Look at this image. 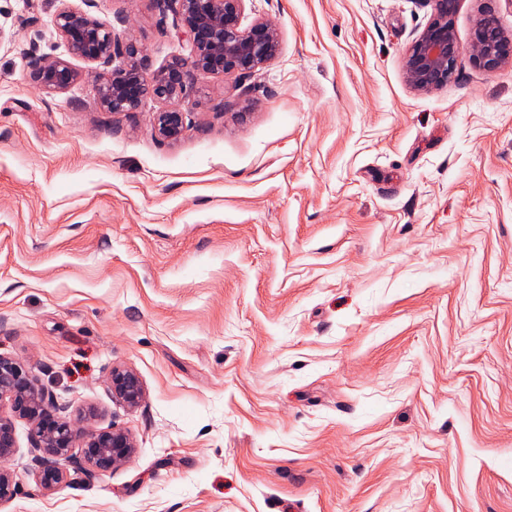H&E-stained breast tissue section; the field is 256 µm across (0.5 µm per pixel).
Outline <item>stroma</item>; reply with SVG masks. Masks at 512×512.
I'll return each instance as SVG.
<instances>
[{
	"instance_id": "35a3bbf8",
	"label": "stroma",
	"mask_w": 512,
	"mask_h": 512,
	"mask_svg": "<svg viewBox=\"0 0 512 512\" xmlns=\"http://www.w3.org/2000/svg\"><path fill=\"white\" fill-rule=\"evenodd\" d=\"M186 55L156 0H70ZM57 0H0V354L122 467L37 486L16 424L0 512H512V66L469 52L419 93L404 55L431 0H245L280 34L247 79L112 114L94 72L47 93ZM512 32V0H459ZM138 374L135 409L113 369ZM113 398L120 399L127 407L137 408L144 399V388L138 375L130 370H113L111 376Z\"/></svg>"
}]
</instances>
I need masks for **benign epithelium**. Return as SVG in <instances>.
<instances>
[{"label": "benign epithelium", "mask_w": 512, "mask_h": 512, "mask_svg": "<svg viewBox=\"0 0 512 512\" xmlns=\"http://www.w3.org/2000/svg\"><path fill=\"white\" fill-rule=\"evenodd\" d=\"M53 24L68 53L89 62L108 64L119 57L126 67L95 86L97 104L108 112H133L150 97L162 104L155 113L154 129L164 141L175 142L184 132L181 104L189 100V83L198 77L235 75L251 78L280 50L278 29L263 18L244 24L245 0H161L173 15L174 26L190 45V54L150 73L144 47L122 43L112 24L59 0ZM430 21L416 36L403 60L406 83L415 91L431 92L452 81L461 53L454 26L457 0H431ZM472 59L492 72L512 63V34L492 14L482 13L474 23L468 45ZM33 81L48 93L66 91L78 72L65 58L38 57L30 62ZM112 396L136 408L144 399L138 375L114 370ZM0 505L16 494L7 463L16 451V422L30 428L36 457V481L49 490L62 483L73 468L90 481L98 474L123 465L135 445L121 428L85 431L65 415V405L38 385L35 375L19 359L0 355Z\"/></svg>", "instance_id": "obj_1"}]
</instances>
